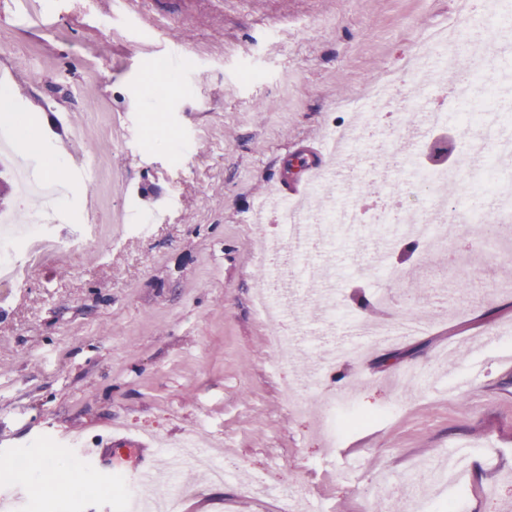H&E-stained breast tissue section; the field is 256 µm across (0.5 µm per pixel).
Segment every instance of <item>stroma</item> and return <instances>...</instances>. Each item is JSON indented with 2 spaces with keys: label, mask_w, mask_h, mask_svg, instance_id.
I'll return each instance as SVG.
<instances>
[{
  "label": "stroma",
  "mask_w": 512,
  "mask_h": 512,
  "mask_svg": "<svg viewBox=\"0 0 512 512\" xmlns=\"http://www.w3.org/2000/svg\"><path fill=\"white\" fill-rule=\"evenodd\" d=\"M465 24L456 0H0V137L25 129L35 141L19 159L40 177L56 169L57 237L91 220L110 228L45 257L20 287L0 285V500L14 512L91 501L124 512L116 490L89 498L101 474L55 444L68 433L91 445L117 425L154 440L113 461L119 487L189 435L231 455L240 478L303 491L312 512H390L415 495L416 472L468 449L467 512H512V264L483 236L491 222L512 240V221L490 203L425 250L400 239L399 223H364L264 257L258 239L277 235L278 217L254 221L283 178L286 200L316 215L287 161L357 114L352 163L321 189L329 207L361 205L357 187L372 179L410 208H468L467 191L417 180L435 136L397 152L364 95L390 72L395 131L426 103L495 114L512 131V103L460 98L453 80L412 90L408 60L445 26L458 32L448 52L481 65L485 83L512 81V52L488 53ZM78 157L91 179L77 194ZM262 289L297 348L289 364L275 363L255 309ZM380 290L392 295L383 310ZM416 313L417 333L359 362L334 359L354 340L348 321L394 326ZM409 371L425 384L400 391L393 380ZM298 378L310 400L335 401V438L318 414L282 402L283 381ZM41 462L48 476L63 464L67 489L18 477ZM179 481L192 492L177 512H282L281 499L189 466Z\"/></svg>",
  "instance_id": "stroma-1"
}]
</instances>
